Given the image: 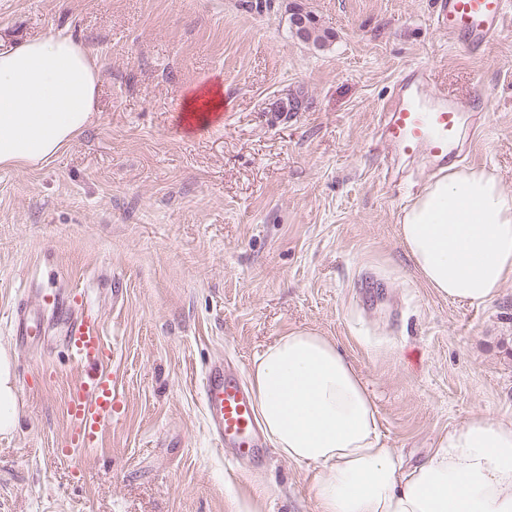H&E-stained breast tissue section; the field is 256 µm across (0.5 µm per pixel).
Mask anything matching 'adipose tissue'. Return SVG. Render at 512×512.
Here are the masks:
<instances>
[{"label": "adipose tissue", "instance_id": "adipose-tissue-1", "mask_svg": "<svg viewBox=\"0 0 512 512\" xmlns=\"http://www.w3.org/2000/svg\"><path fill=\"white\" fill-rule=\"evenodd\" d=\"M100 67L52 32L0 49V166H38L92 121ZM399 236L439 295L483 304L512 278V195L483 168L449 166L403 210ZM259 423L307 470L317 512H512V417L469 413L424 463L404 468L381 442L377 408L353 362L297 329L254 359ZM13 354L0 343V435L16 426Z\"/></svg>", "mask_w": 512, "mask_h": 512}]
</instances>
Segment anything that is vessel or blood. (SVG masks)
Returning a JSON list of instances; mask_svg holds the SVG:
<instances>
[{"label":"vessel or blood","instance_id":"b4317fda","mask_svg":"<svg viewBox=\"0 0 512 512\" xmlns=\"http://www.w3.org/2000/svg\"><path fill=\"white\" fill-rule=\"evenodd\" d=\"M512 0H437L434 22L451 42L468 53L481 51L504 26ZM474 105L447 91L431 88L430 72L411 67L397 82L381 122V137L395 154L417 157L433 166L462 157ZM63 340L77 363L100 364L104 343L95 318L67 315ZM209 428L232 461L243 462L260 446L254 402L237 379L212 366L203 383ZM120 398L110 376L97 373L69 398L72 437L86 445L98 441Z\"/></svg>","mask_w":512,"mask_h":512}]
</instances>
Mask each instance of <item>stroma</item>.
<instances>
[{
  "label": "stroma",
  "mask_w": 512,
  "mask_h": 512,
  "mask_svg": "<svg viewBox=\"0 0 512 512\" xmlns=\"http://www.w3.org/2000/svg\"><path fill=\"white\" fill-rule=\"evenodd\" d=\"M0 0V46L63 31L98 57L96 113L54 159L0 167V343L18 421L0 435V512H315L303 467L264 442L237 466L202 398L222 362L242 385L275 338L328 336L360 371L381 440L410 464L475 410L512 416V280L488 304L440 296L398 236L430 181L378 119L403 71L483 109L468 167L512 194V12L472 55L434 0ZM330 32L300 38L293 12ZM220 85L219 120L184 110ZM380 288L363 290V276ZM78 292L123 403L96 447L67 400L86 369L47 296ZM42 337L17 340L18 304Z\"/></svg>",
  "instance_id": "stroma-1"
}]
</instances>
